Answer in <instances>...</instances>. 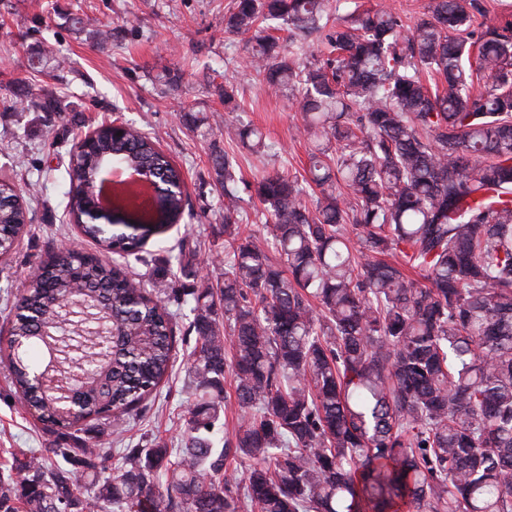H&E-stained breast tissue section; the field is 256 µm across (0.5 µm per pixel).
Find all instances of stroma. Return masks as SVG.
Instances as JSON below:
<instances>
[{"label": "stroma", "instance_id": "obj_1", "mask_svg": "<svg viewBox=\"0 0 512 512\" xmlns=\"http://www.w3.org/2000/svg\"><path fill=\"white\" fill-rule=\"evenodd\" d=\"M232 0H0V178L9 177L23 197L33 198L31 223L16 247L0 260V331L13 317L17 289L50 247L78 238L66 209L71 150L104 120H120L147 133L180 168L189 206L179 223L152 237L143 257L177 269L174 248L186 240L196 247L200 274L220 278L213 258L224 251V193L209 162L212 145L234 156L241 171L242 223L258 229L256 187L273 172L303 173L313 140L301 136V108L289 92L272 93L245 67L244 37L224 32ZM112 32L99 48L73 31V19ZM45 61L33 71L31 53ZM178 77L169 90L163 76ZM26 78L77 109L74 123L49 134L36 109L10 108L15 81ZM232 82L235 109H227L221 88ZM202 118L187 125L182 113ZM259 128L278 150L260 157L243 146L237 129ZM84 251L95 244L79 240ZM176 362L164 383L127 423L125 439L144 441L182 435L180 417L189 405L186 389L189 346L178 344ZM53 438L43 432L0 366V478L10 453L44 454Z\"/></svg>", "mask_w": 512, "mask_h": 512}]
</instances>
